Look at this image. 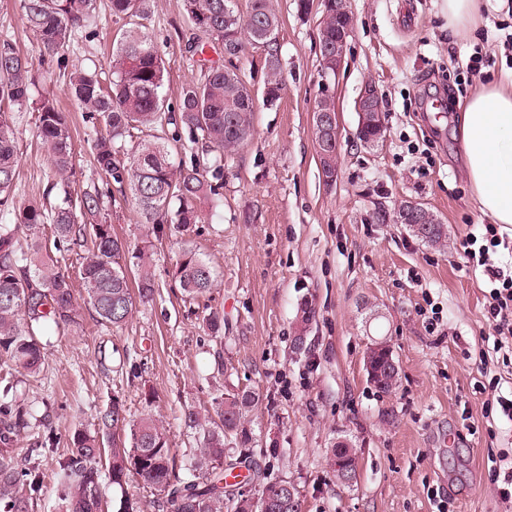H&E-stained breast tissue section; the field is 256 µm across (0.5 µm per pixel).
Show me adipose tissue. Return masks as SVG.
Wrapping results in <instances>:
<instances>
[{
	"label": "adipose tissue",
	"instance_id": "adipose-tissue-1",
	"mask_svg": "<svg viewBox=\"0 0 512 512\" xmlns=\"http://www.w3.org/2000/svg\"><path fill=\"white\" fill-rule=\"evenodd\" d=\"M462 133L468 181L481 211L512 226V89L491 84L467 99Z\"/></svg>",
	"mask_w": 512,
	"mask_h": 512
}]
</instances>
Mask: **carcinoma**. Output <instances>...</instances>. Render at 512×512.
Returning a JSON list of instances; mask_svg holds the SVG:
<instances>
[{
    "label": "carcinoma",
    "mask_w": 512,
    "mask_h": 512,
    "mask_svg": "<svg viewBox=\"0 0 512 512\" xmlns=\"http://www.w3.org/2000/svg\"><path fill=\"white\" fill-rule=\"evenodd\" d=\"M28 29L42 55H55L73 40L76 32L95 14L96 0H18ZM149 0H109L113 17L124 21L112 45L108 62L112 81L104 86L96 72L75 69L67 74L72 100L104 125L94 131L91 150L105 188L73 195L75 143L68 113L49 96L34 99L32 62L9 38H0V360L8 367L0 377V512H30L33 496L40 491L41 473L36 466L20 468L8 451L22 434L33 431V415L13 394L15 374L38 375L45 364L44 346L36 329L76 322L80 306L59 257L79 247L84 257L79 271L83 302L102 325L119 327L132 317L134 301L131 276H137L139 298L148 300L155 291L152 258L148 246L128 252L112 234L102 214L103 197L112 196V184L130 187L143 223L160 234L165 227L184 230L203 220L204 207L217 206L224 160L232 157L253 135L257 103L277 105L285 89L279 17L271 0H183L188 21L206 38L224 44L232 35L229 55L222 64H202L198 77L178 92L177 109L167 104L169 79L157 45L145 31ZM343 15L331 14L320 22L319 45L325 49L344 27ZM264 47L267 96H252L246 73L237 65L245 50ZM27 108L38 113V137L58 187L56 203L49 207L35 199L24 204L13 200L18 151L13 111ZM171 125V140L153 131ZM139 138L125 161L118 159V142L133 131ZM187 137L203 144L205 155L192 154L189 163L173 167V144ZM48 224L53 248L37 236ZM448 226L430 225L423 242L445 245ZM185 297L197 301L214 287L216 273L210 262L195 251L182 252L173 270ZM224 371V388L213 397V414L185 411L186 425L198 431L197 449L184 475L172 465L171 448L163 424L151 414L129 422L123 404L112 397L98 411L94 431L74 430L71 451L57 465L58 512H98L102 472L98 467L103 438L118 427L127 428L128 444L112 443L108 478L123 487L134 477L142 486L163 496L170 512H253L239 488L224 483L235 469L226 449L250 443L246 413L259 399L251 390L230 385L233 366L215 354ZM354 444L337 442L326 449L331 464L350 459ZM249 483L256 495L281 484L286 501L283 512H300L295 485L270 477L255 465Z\"/></svg>",
    "instance_id": "obj_1"
}]
</instances>
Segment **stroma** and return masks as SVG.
Masks as SVG:
<instances>
[{
    "instance_id": "obj_1",
    "label": "stroma",
    "mask_w": 512,
    "mask_h": 512,
    "mask_svg": "<svg viewBox=\"0 0 512 512\" xmlns=\"http://www.w3.org/2000/svg\"><path fill=\"white\" fill-rule=\"evenodd\" d=\"M297 0H274L285 90L277 107L259 108L254 133L224 165L219 209L186 231L153 235L132 196L104 201L112 231L130 247L153 244L156 293L137 304L123 327L97 323L83 310L76 325L47 328L45 367L21 391L37 418L57 435L41 457L43 487L32 512H52L50 476L68 453L67 433L93 429L96 415L120 396L128 420L145 412L163 421L177 471L194 452L186 410L210 407L225 380L259 391L247 414L249 454L271 477L291 481L301 512H512L501 500L494 466L512 467V421L492 413L494 396H512V350L496 349L486 317L481 271L460 255L479 233L483 214L465 172L460 102L485 83L512 82V0H481L471 31L448 29L443 0H348L354 33L337 74L319 65L320 4L298 11ZM146 30L168 71L169 100L199 75L186 50L197 33L183 0H151ZM121 21L108 0L59 57H40L18 0H0V37L31 58L34 95L53 97L68 112L76 145L75 193L99 177L87 136L92 129L70 99L68 69L103 72ZM479 77L465 75L476 54ZM66 68V69H67ZM381 96L385 138L362 147L355 101L365 83ZM448 90L441 122L423 115L436 88ZM336 103L341 145L338 177L325 185L315 151L313 107L321 89ZM16 202L46 194L50 166L40 148L37 114L16 113ZM424 203L448 226L432 246L393 220L401 200ZM211 263L217 284L200 302L182 300L172 270L183 249ZM315 317L307 349H293L298 308ZM224 314L221 338L200 323L206 309ZM389 342L399 383L389 394L367 378L372 339ZM359 450L353 482L340 483L325 457L337 437Z\"/></svg>"
}]
</instances>
